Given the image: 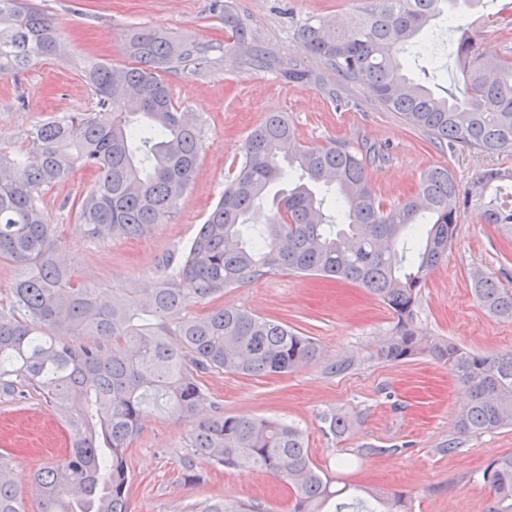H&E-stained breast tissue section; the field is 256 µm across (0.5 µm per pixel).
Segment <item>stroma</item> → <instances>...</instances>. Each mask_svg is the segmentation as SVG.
Returning a JSON list of instances; mask_svg holds the SVG:
<instances>
[{
	"label": "stroma",
	"instance_id": "35a3bbf8",
	"mask_svg": "<svg viewBox=\"0 0 512 512\" xmlns=\"http://www.w3.org/2000/svg\"><path fill=\"white\" fill-rule=\"evenodd\" d=\"M35 2L52 16L69 54L0 76V146L16 151L25 150L26 133L35 124L91 110L94 95L85 67L129 64L132 31L151 29L175 41L213 46L165 75L174 99L194 114L203 141L197 174L168 223L138 239L93 240L76 228L67 204L89 191L90 173L77 172L68 183L43 192L75 278L97 287L138 286L166 275V259L191 244L237 170L241 144L271 112L287 114L305 143H346L380 152L367 173L378 198L389 205L407 198L434 166L448 167L463 189L484 170L512 169V152L485 156L463 146H439L379 106L366 89L342 85L325 59L301 56L295 41L301 22L322 17L353 24L368 0H232L264 47L281 57L301 56L304 67L321 76L318 85L289 83L276 69L243 64L241 55L227 48L230 37L213 0ZM496 10L494 0L477 12L459 9L472 21L476 52L484 57L502 55L505 43H512V30L503 28ZM452 38L446 18L434 20L429 36L411 46L408 75L438 93L453 86L461 74L449 51ZM332 89L337 99L329 98ZM476 267L512 274V229L486 223L470 208L461 214L447 257L421 285L412 327L470 352L512 350V319L490 314L472 292L470 273ZM221 302L313 338L320 356L291 374L204 375L201 418L244 415L294 424L303 431L313 462L336 486L358 484L384 498L404 492L412 512H487L490 490L482 472L512 452V429L460 433L466 392L448 368L425 354L398 362L379 359L380 343L395 332L397 319L378 298L351 283L282 271L225 289ZM332 412L354 420L343 437L325 432L324 417ZM195 425L151 406L142 413L127 451L131 512H197L218 499L252 501L261 512H290L294 495L274 475L191 456L187 437ZM451 442L456 452H447ZM69 443L64 419L38 393L29 389L21 399L0 397V452L11 454L20 481L62 458ZM366 445L377 447V454L359 456ZM187 464L196 475L190 485L182 476Z\"/></svg>",
	"mask_w": 512,
	"mask_h": 512
}]
</instances>
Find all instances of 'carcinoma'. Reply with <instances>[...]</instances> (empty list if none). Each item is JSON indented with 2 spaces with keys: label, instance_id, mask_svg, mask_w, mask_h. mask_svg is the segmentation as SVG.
Wrapping results in <instances>:
<instances>
[{
  "label": "carcinoma",
  "instance_id": "obj_1",
  "mask_svg": "<svg viewBox=\"0 0 512 512\" xmlns=\"http://www.w3.org/2000/svg\"><path fill=\"white\" fill-rule=\"evenodd\" d=\"M459 0H371L361 22L337 27L311 18L298 30L299 49L324 57L351 86L367 89L385 109L452 148L486 155L512 151V49L488 60L475 56V35L451 13ZM232 48L248 47L244 63L278 67L288 82L318 81L296 59L273 61L222 0ZM460 33L453 52L462 74L456 92L440 96L406 74L402 55L436 16ZM209 45L159 33L130 36L131 62L85 70L95 105L35 125L22 153L0 148V259L15 265L8 305L0 309V394L27 386L62 411L70 433L64 457L30 474L40 512H130L125 453L142 407L169 417H193L212 372L266 377L295 372L319 358L315 341L288 325L249 311L190 306L218 300L226 288L287 270L348 281L367 289L397 318L378 357L397 362L427 354L467 387L463 434L512 428V351H465L411 329L418 288L448 254L462 210L478 207L489 224H512L498 202L499 183L485 170L465 191L448 168L426 170L416 192L396 205L378 199L363 154L345 145L302 143L282 112L257 125L240 149L241 162L189 248L171 257L163 280L146 288L101 289L77 280L62 256L57 225L42 200L46 187L79 170L95 175L72 202L84 235L137 237L166 223L192 182L201 135L174 101L164 74ZM59 57L53 19L23 0H0V75ZM288 192L264 210L272 185ZM325 187L318 198L309 188ZM472 288L494 316L512 318V287L492 272L472 276ZM336 437L352 426L324 417ZM188 448L227 468L272 473L296 493L294 512H409L406 498L362 496L335 487L309 456L300 429L276 420L217 416L191 431ZM0 452V512H26L22 483ZM491 493L487 512H512V453L483 471ZM199 512H258L257 505L206 502Z\"/></svg>",
  "mask_w": 512,
  "mask_h": 512
}]
</instances>
